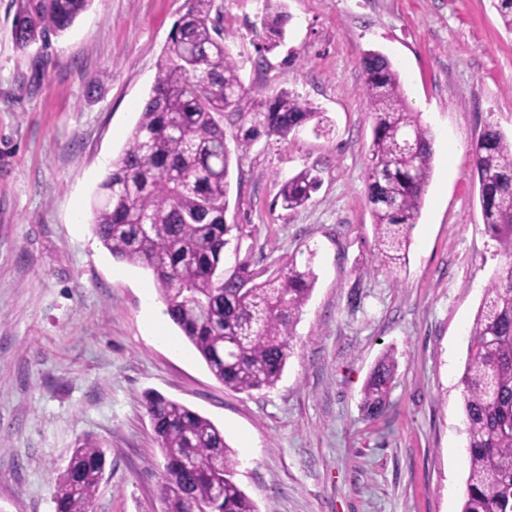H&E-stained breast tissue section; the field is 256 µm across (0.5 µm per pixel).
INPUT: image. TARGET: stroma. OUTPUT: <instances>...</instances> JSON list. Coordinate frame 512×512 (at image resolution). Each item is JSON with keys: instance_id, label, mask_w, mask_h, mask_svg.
I'll list each match as a JSON object with an SVG mask.
<instances>
[{"instance_id": "35a3bbf8", "label": "stroma", "mask_w": 512, "mask_h": 512, "mask_svg": "<svg viewBox=\"0 0 512 512\" xmlns=\"http://www.w3.org/2000/svg\"><path fill=\"white\" fill-rule=\"evenodd\" d=\"M185 0H93L60 36L18 49L0 0V512H55L84 440L106 449L94 512H163L164 459L141 404L156 391L223 430L258 512H461L469 473L459 379L468 332L501 268L482 220L472 144L512 137V33L492 0H285L283 40L255 30L264 0H223L224 43L254 100L286 89L306 124L232 154L226 267L267 278L288 259L318 279L276 386L217 381L170 322L148 270L112 258L91 221L100 183L139 120ZM401 76L432 138L433 174L399 277L373 261L366 175L373 119L363 53ZM317 170L295 211L280 179ZM395 350L389 406L359 410Z\"/></svg>"}]
</instances>
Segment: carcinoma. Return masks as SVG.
Listing matches in <instances>:
<instances>
[{
  "mask_svg": "<svg viewBox=\"0 0 512 512\" xmlns=\"http://www.w3.org/2000/svg\"><path fill=\"white\" fill-rule=\"evenodd\" d=\"M92 2L16 0L17 46L66 31ZM494 7L512 32V0H494ZM289 20L283 0L266 6L260 24L269 43L283 38ZM359 65L373 118L367 197L374 257L395 274L406 264L432 174V139L402 98L389 59L368 51ZM226 112L256 117L236 138L242 151L263 135L284 137L323 122L290 91L254 102L224 45L216 0H185L140 118L100 184L93 230L113 258L151 272L165 313L212 375L232 390L251 392L278 382L316 273L310 259L302 267L290 260L260 283L245 262L224 269L226 248L242 233V225L226 220L232 168ZM473 160L483 223L504 265L470 328L460 378L469 452L461 512H512V140L485 124ZM320 184L310 170L283 181L282 208L305 205ZM396 371L389 352L372 368L360 405L366 418L388 407ZM144 406L166 461L165 512H257L234 480L238 460L222 430L159 393L145 394ZM105 464L97 443L87 439L75 448L57 478V512H89Z\"/></svg>",
  "mask_w": 512,
  "mask_h": 512,
  "instance_id": "carcinoma-1",
  "label": "carcinoma"
}]
</instances>
